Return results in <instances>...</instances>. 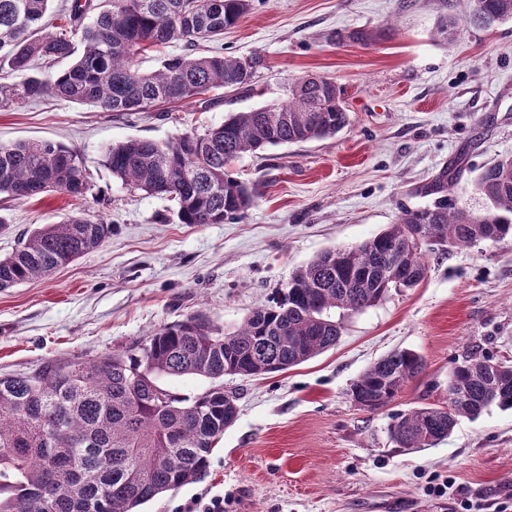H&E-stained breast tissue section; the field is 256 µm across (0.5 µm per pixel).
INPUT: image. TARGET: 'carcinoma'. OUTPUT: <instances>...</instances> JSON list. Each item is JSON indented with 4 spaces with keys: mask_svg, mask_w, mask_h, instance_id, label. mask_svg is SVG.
I'll return each instance as SVG.
<instances>
[{
    "mask_svg": "<svg viewBox=\"0 0 512 512\" xmlns=\"http://www.w3.org/2000/svg\"><path fill=\"white\" fill-rule=\"evenodd\" d=\"M51 2L0 0V70L23 75L0 84V110L52 97L105 112H150L251 87L256 61L202 49L245 16L250 0H71L58 14L67 27L57 31L46 23ZM505 19H512V0H475L471 22L489 27ZM176 43L184 52H161ZM148 52L159 53L150 74L137 66ZM59 58L72 64L36 72ZM346 123L334 82L311 74L289 86L286 99L236 112L202 135L115 143L104 163L123 183L174 201L180 223L222 224L254 201L252 189L226 170L232 161L266 146L333 136ZM460 174L444 171L418 189L434 201L402 209L383 232L318 254L292 274L274 304L255 309L232 332L197 314L118 351L0 376V512H137L194 481L236 418L224 376L283 371L323 353L342 333L332 311L358 312L393 289L416 287L430 250L512 239V156L479 175L482 213L448 205V185ZM58 191L101 202L77 152L53 141L0 143V195L26 201ZM111 234L112 225L81 214L37 227L0 258V289L42 278ZM422 370L420 355L393 350L368 366L348 395L380 409ZM190 376L210 380L209 388L187 397L165 383ZM448 383L455 400L396 415L392 441L426 448L447 438L461 417L476 418L492 405L512 409V365L478 350L455 362Z\"/></svg>",
    "mask_w": 512,
    "mask_h": 512,
    "instance_id": "obj_1",
    "label": "carcinoma"
}]
</instances>
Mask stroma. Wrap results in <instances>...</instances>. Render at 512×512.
<instances>
[{"label":"stroma","mask_w":512,"mask_h":512,"mask_svg":"<svg viewBox=\"0 0 512 512\" xmlns=\"http://www.w3.org/2000/svg\"><path fill=\"white\" fill-rule=\"evenodd\" d=\"M474 0H251L224 33L223 53L256 57L250 93L216 91L209 105L179 103L120 114L47 99L0 112V143L50 140L85 162L99 199L52 192L0 196V256L21 234L82 212L112 225L97 249L49 276L0 290V375L50 359L93 358L202 313L230 330L285 289L318 253L351 247L429 199L419 187L462 164L448 192L478 213V175L512 155V19L470 23ZM455 18L454 43L436 35ZM357 30L376 33L368 43ZM331 79L348 123L335 136L248 152L230 174L253 205L221 224H183L165 196L112 176L106 149L204 133L230 113L288 96L308 74ZM427 274L358 312L337 311L335 347L285 371L228 375L237 399L201 476L142 512H177L220 495L224 512H512V410L460 418L447 439L407 449L388 433L394 415L448 403V376L477 346L512 361V239L427 253ZM395 349L422 356V373L387 406L358 407L347 391ZM451 489H444V482Z\"/></svg>","instance_id":"35a3bbf8"}]
</instances>
